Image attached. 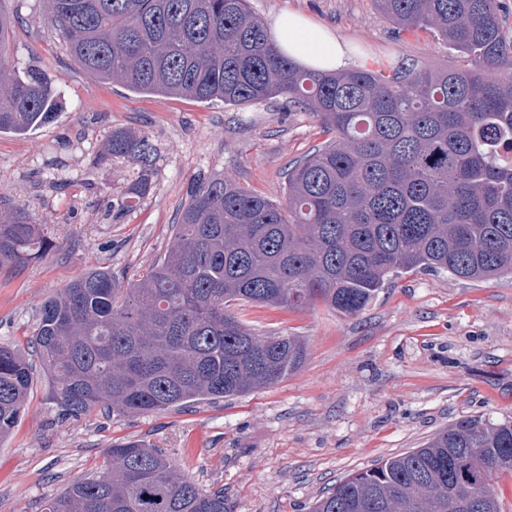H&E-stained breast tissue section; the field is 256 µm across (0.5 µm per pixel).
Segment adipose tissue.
Listing matches in <instances>:
<instances>
[{
	"label": "adipose tissue",
	"mask_w": 512,
	"mask_h": 512,
	"mask_svg": "<svg viewBox=\"0 0 512 512\" xmlns=\"http://www.w3.org/2000/svg\"><path fill=\"white\" fill-rule=\"evenodd\" d=\"M270 35L283 54L310 70H339L352 61L346 40L327 26L301 15L274 19Z\"/></svg>",
	"instance_id": "ef3b65f1"
}]
</instances>
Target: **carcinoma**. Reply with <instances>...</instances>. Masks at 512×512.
Returning <instances> with one entry per match:
<instances>
[{"instance_id":"carcinoma-1","label":"carcinoma","mask_w":512,"mask_h":512,"mask_svg":"<svg viewBox=\"0 0 512 512\" xmlns=\"http://www.w3.org/2000/svg\"><path fill=\"white\" fill-rule=\"evenodd\" d=\"M0 0V45L15 16ZM74 60L150 95L243 106L284 97L330 138L288 169L282 204L234 180L200 184L166 254L137 279L110 268L72 279L40 305L30 354L0 345V439L16 427L35 368L66 416L101 407L146 414L275 384L303 363L296 336H257L239 301L298 308L321 301L356 315L385 281L419 271L483 280L512 275V39L504 0H375L400 31L430 28L465 59L383 77L300 67L276 48L249 0H48ZM0 57V132L24 135L54 112L44 75ZM134 179L112 216L152 189L156 149L116 128L98 162ZM0 269L41 255L47 238L23 210L1 209ZM512 421L473 416L424 447L351 474L312 512H501L485 478L511 474ZM44 512H232L162 450L112 443L96 475L72 481Z\"/></svg>"}]
</instances>
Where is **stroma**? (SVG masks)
I'll return each mask as SVG.
<instances>
[{
  "mask_svg": "<svg viewBox=\"0 0 512 512\" xmlns=\"http://www.w3.org/2000/svg\"><path fill=\"white\" fill-rule=\"evenodd\" d=\"M264 22L298 12L368 58L371 70L455 66L430 29L396 32L374 0H251ZM19 24L4 53L17 73L43 71L58 92L51 121L0 133V196L52 239L49 253L0 270V344L27 349L41 302L95 267L138 277L163 258L193 187L228 177L283 202L290 164L320 147L312 113L284 98L245 106L140 94L83 70L48 22V0H12ZM157 150L150 193L120 217L112 200L135 169L96 164L113 129ZM260 336H297L301 366L284 380L229 398L142 415L62 416L47 381L34 382L13 432L0 440V512H42L73 480L99 472L117 439L162 449L200 487L223 488L234 512H310L337 481L423 447L459 420H512V277L460 280L413 271L345 316L239 302Z\"/></svg>",
  "mask_w": 512,
  "mask_h": 512,
  "instance_id": "1",
  "label": "stroma"
}]
</instances>
